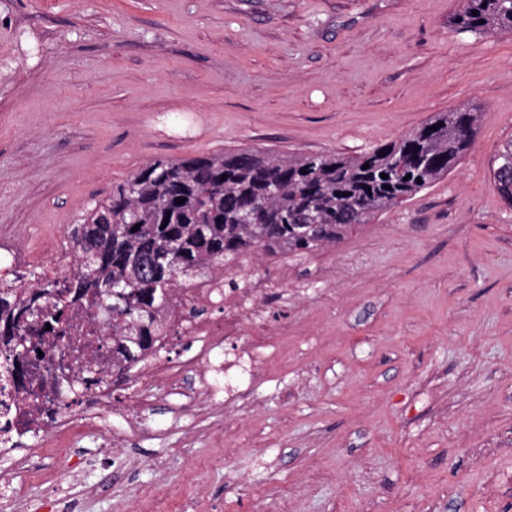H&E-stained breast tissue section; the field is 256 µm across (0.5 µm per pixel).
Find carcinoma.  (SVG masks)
<instances>
[{
	"instance_id": "obj_1",
	"label": "carcinoma",
	"mask_w": 512,
	"mask_h": 512,
	"mask_svg": "<svg viewBox=\"0 0 512 512\" xmlns=\"http://www.w3.org/2000/svg\"><path fill=\"white\" fill-rule=\"evenodd\" d=\"M461 2L456 30L512 32V0ZM477 123L478 113L469 108L439 112L355 156L244 147L149 161L66 233L79 255L68 277L71 298L46 277L17 274L15 286L0 289V341L16 343L36 313L62 326L69 300L106 302L118 317L117 349L136 364L154 341L155 311L172 288L215 268L228 274L256 250L301 258L336 243L447 176ZM491 179L512 206V140L499 150ZM179 197L185 202L176 203Z\"/></svg>"
}]
</instances>
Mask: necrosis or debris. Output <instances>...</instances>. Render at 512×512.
<instances>
[{
  "instance_id": "4bbe7bcc",
  "label": "necrosis or debris",
  "mask_w": 512,
  "mask_h": 512,
  "mask_svg": "<svg viewBox=\"0 0 512 512\" xmlns=\"http://www.w3.org/2000/svg\"><path fill=\"white\" fill-rule=\"evenodd\" d=\"M269 290L260 277L233 291L225 289L220 279L173 289L168 307L156 316L155 347L138 364L144 381L122 394L113 389L112 380L127 372L128 364L113 349L108 306L70 307L59 334L32 322L40 354L25 362L22 381L0 390V453L13 455L8 466L0 467V512L13 507V493L32 458L53 456L59 470L70 471V450L85 431L119 442L124 432L113 428V416H133L155 400L158 391H177L190 371H200V386L209 403L219 404L222 382L212 372L226 348L241 346L248 365L241 372L228 368V377L251 381L267 357L270 339L285 331L265 309ZM185 336L197 342L198 350L182 360L172 352ZM245 336L251 339L246 346L240 343ZM89 363L94 374L79 375V367Z\"/></svg>"
}]
</instances>
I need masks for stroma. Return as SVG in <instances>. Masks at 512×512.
Wrapping results in <instances>:
<instances>
[{"mask_svg": "<svg viewBox=\"0 0 512 512\" xmlns=\"http://www.w3.org/2000/svg\"><path fill=\"white\" fill-rule=\"evenodd\" d=\"M460 0H0V249L46 274L146 162L259 147L355 155L473 107L448 176L299 260L245 256L288 327L224 404L21 491L22 512H512V33ZM454 14L452 26L460 32L490 35L501 31L512 32V0H461ZM486 3V7H483ZM478 11V15L473 14ZM459 19V22H456ZM491 179L501 198L512 206V140L499 150Z\"/></svg>", "mask_w": 512, "mask_h": 512, "instance_id": "1", "label": "stroma"}]
</instances>
